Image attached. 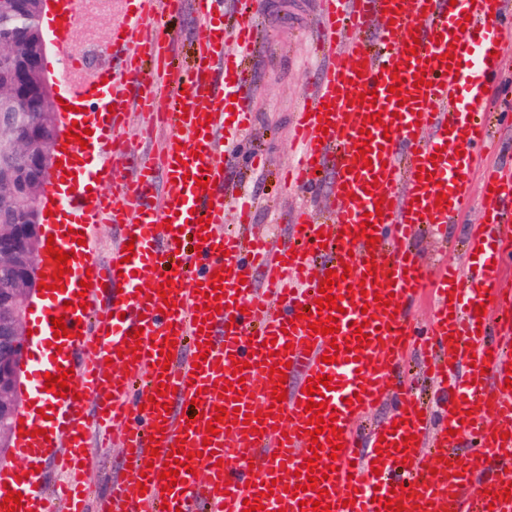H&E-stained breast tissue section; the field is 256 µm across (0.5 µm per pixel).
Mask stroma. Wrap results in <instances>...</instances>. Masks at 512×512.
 Segmentation results:
<instances>
[{
  "label": "stroma",
  "mask_w": 512,
  "mask_h": 512,
  "mask_svg": "<svg viewBox=\"0 0 512 512\" xmlns=\"http://www.w3.org/2000/svg\"><path fill=\"white\" fill-rule=\"evenodd\" d=\"M197 9L198 0H185L183 13L166 22L167 31L177 38L176 59L184 66L192 65L195 57L190 31L196 23ZM122 10L121 0H99L80 19L77 39L89 38L110 47L112 27L120 20ZM315 20V0H266V10L257 18L261 46L248 61L249 73L258 85L254 103L257 121L245 136L248 150L262 153L266 165L256 171L241 158H222L228 179L258 196L255 222L259 230L280 239L287 238L289 213L302 200L301 195L283 188L280 171L296 153L290 136L292 112L317 67L307 52V37ZM90 453L87 481L91 492L104 491L111 479L128 470L121 449L101 447L98 438H91Z\"/></svg>",
  "instance_id": "stroma-1"
}]
</instances>
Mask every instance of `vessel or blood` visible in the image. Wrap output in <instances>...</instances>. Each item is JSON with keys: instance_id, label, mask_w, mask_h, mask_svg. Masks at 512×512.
I'll list each match as a JSON object with an SVG mask.
<instances>
[{"instance_id": "obj_1", "label": "vessel or blood", "mask_w": 512, "mask_h": 512, "mask_svg": "<svg viewBox=\"0 0 512 512\" xmlns=\"http://www.w3.org/2000/svg\"><path fill=\"white\" fill-rule=\"evenodd\" d=\"M58 2L64 19L47 24L56 34L63 116H87L92 133L87 146L53 147L63 165L45 193L48 222L55 247L72 258L63 289L45 290L29 320L30 393L42 411L29 416L32 434L17 461L0 466V483L22 476L17 512H48L53 501L62 512H162L165 503L177 512H197L201 503L209 512H243L244 500L254 498L264 512H312L318 500L330 512H381L389 499L401 512H512V497L502 496L512 482V388L505 386L512 287L501 278L512 167L485 171L484 221L464 242L462 261L432 272L414 245L423 230L456 223L469 202L492 128L485 88L512 34V0H321L309 47L319 65L295 111L300 152L287 184L316 197L331 167L334 185L327 214L303 206L285 241L251 232L254 203L217 163L253 123L257 87L246 58L263 0H242L229 29L215 20L224 0H200L195 61L186 69L173 64V36L157 30L182 0H126L131 12L112 28L113 48L123 53L118 62L97 44L76 45L89 0ZM412 43L416 52H407ZM451 62L459 71L448 70ZM396 84L403 93H391ZM367 90L376 92L375 102L360 101ZM134 110L145 119L144 141L165 137L160 151L143 158L123 136ZM374 113L381 123L368 122ZM105 180L111 191H96ZM441 192L447 205L435 203ZM231 206L241 229L227 233ZM202 217L208 227L199 225ZM94 224L121 225L133 253L119 247L99 263L72 239ZM323 252L328 260L315 264ZM221 268L225 278H214ZM331 269L347 275L332 287L341 311L329 338L302 313ZM86 278L91 288H82ZM167 281L168 305L156 290ZM218 285L224 295L215 299ZM427 292L436 307L420 329L411 306ZM388 297L393 306H384ZM479 304L485 310L478 314ZM59 315L69 336L55 334ZM359 324L367 343L357 341ZM169 336L177 341L170 361L153 351ZM411 345L440 392L436 410L401 388ZM333 354L337 362L327 363ZM242 361L239 383L233 371ZM62 367L74 371L66 397L45 387V373ZM274 367L287 374L281 402L272 397ZM320 374L332 378L322 399L341 430L338 451L326 435L306 433L305 388ZM161 383L171 392L159 407L153 399ZM383 403L393 406L389 421L364 436L368 448L358 451V423ZM220 407L226 417H217ZM190 410L196 423L187 421ZM212 421L218 433L210 437ZM95 427L115 430L135 476L89 498L81 463ZM315 442L324 456L311 489L305 471ZM459 446L467 449L464 459H449ZM173 452L192 469L169 488L159 474ZM47 456L70 478L44 491L30 469Z\"/></svg>"}]
</instances>
